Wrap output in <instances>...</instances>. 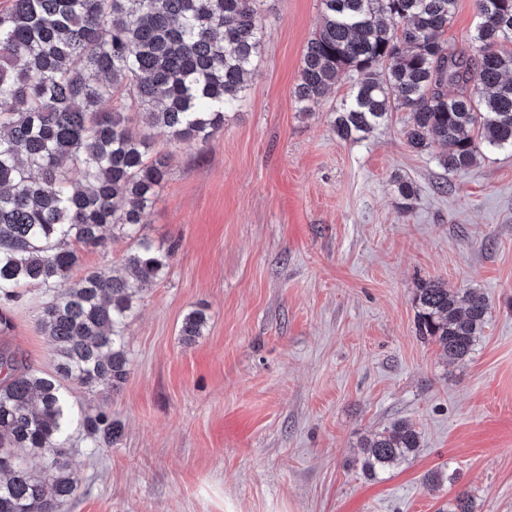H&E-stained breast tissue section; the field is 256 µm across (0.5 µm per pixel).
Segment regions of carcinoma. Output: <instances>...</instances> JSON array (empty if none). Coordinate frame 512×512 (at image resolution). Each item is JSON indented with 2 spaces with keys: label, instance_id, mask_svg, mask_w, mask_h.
<instances>
[{
  "label": "carcinoma",
  "instance_id": "cac0c4a2",
  "mask_svg": "<svg viewBox=\"0 0 512 512\" xmlns=\"http://www.w3.org/2000/svg\"><path fill=\"white\" fill-rule=\"evenodd\" d=\"M260 2L12 0L0 13V303L32 285L55 291L81 252L106 248L108 230L129 241L125 274L89 270L43 306L38 326L54 373L0 347V512H65L77 496L63 382L89 391L125 383L127 327L175 254L141 234L169 167L130 111H142L174 145L206 147L261 57ZM321 7L294 90L299 111H313L350 76L334 119L342 140L405 112L407 146L446 147L437 160L450 174L476 163L480 141L512 150V0H475L472 55L442 40L456 0H321ZM397 191L409 208L417 186L399 178ZM415 302L418 335L450 361L473 353L489 312L482 292L430 279ZM205 324L203 310L190 311L183 341L203 335ZM85 426L98 447L122 435L104 413ZM419 446L415 427L397 421L366 440L362 471L376 477ZM27 455L48 464L33 473Z\"/></svg>",
  "mask_w": 512,
  "mask_h": 512
}]
</instances>
